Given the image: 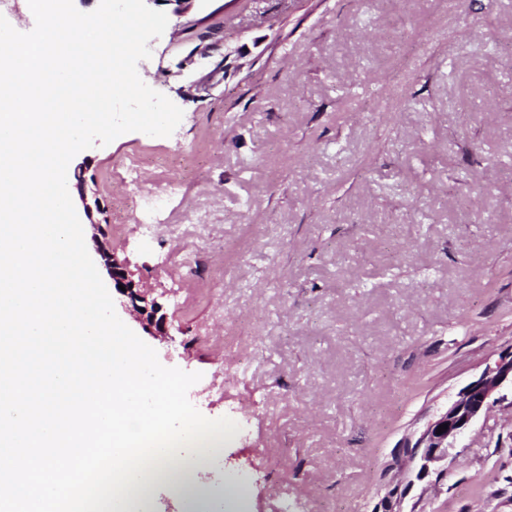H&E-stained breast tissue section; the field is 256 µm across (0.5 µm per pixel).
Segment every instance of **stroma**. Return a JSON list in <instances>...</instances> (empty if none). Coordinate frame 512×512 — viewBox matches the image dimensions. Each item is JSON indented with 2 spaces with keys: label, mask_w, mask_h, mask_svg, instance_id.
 Wrapping results in <instances>:
<instances>
[{
  "label": "stroma",
  "mask_w": 512,
  "mask_h": 512,
  "mask_svg": "<svg viewBox=\"0 0 512 512\" xmlns=\"http://www.w3.org/2000/svg\"><path fill=\"white\" fill-rule=\"evenodd\" d=\"M138 73L173 134L77 154L96 220L168 333L120 319L202 378L241 430L200 482L228 512H512V402L420 474L429 420L512 351V0H152ZM178 190L141 237L120 177Z\"/></svg>",
  "instance_id": "stroma-1"
}]
</instances>
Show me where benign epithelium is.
<instances>
[{
	"label": "benign epithelium",
	"mask_w": 512,
	"mask_h": 512,
	"mask_svg": "<svg viewBox=\"0 0 512 512\" xmlns=\"http://www.w3.org/2000/svg\"><path fill=\"white\" fill-rule=\"evenodd\" d=\"M81 203L87 216L103 212L104 207L98 192H82ZM104 258L107 273L114 287L124 286L134 311L146 315V326L152 327L163 336L168 335L164 317H156L158 305L149 301L146 293L133 288L129 279V260H118L115 256L99 249ZM512 389V351L499 355L493 364L486 366L479 376L470 381L448 403L445 410L431 419L425 426L415 445L407 452L420 460V473L429 472L430 467L448 460V449L454 447L459 436L464 434L490 408L505 400L503 391ZM448 424L447 430L437 433L438 426Z\"/></svg>",
	"instance_id": "benign-epithelium-1"
}]
</instances>
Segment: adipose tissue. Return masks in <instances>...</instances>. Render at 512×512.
<instances>
[{
  "label": "adipose tissue",
  "instance_id": "1",
  "mask_svg": "<svg viewBox=\"0 0 512 512\" xmlns=\"http://www.w3.org/2000/svg\"><path fill=\"white\" fill-rule=\"evenodd\" d=\"M187 443L195 447L196 456L192 463H185L182 457L154 465L128 491L123 503L115 512H154V495L165 488L180 497L186 512H215L217 505L207 497L199 483V474L207 466L214 450L223 447L221 438L207 434L195 435L193 427H186Z\"/></svg>",
  "mask_w": 512,
  "mask_h": 512
}]
</instances>
